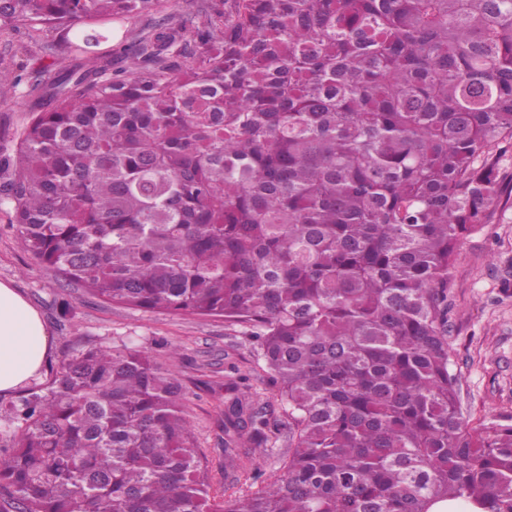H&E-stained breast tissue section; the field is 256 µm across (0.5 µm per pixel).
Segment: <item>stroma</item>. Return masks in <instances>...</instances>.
Instances as JSON below:
<instances>
[{
  "label": "stroma",
  "mask_w": 512,
  "mask_h": 512,
  "mask_svg": "<svg viewBox=\"0 0 512 512\" xmlns=\"http://www.w3.org/2000/svg\"><path fill=\"white\" fill-rule=\"evenodd\" d=\"M50 32H0V68L24 63L55 68L64 51L45 49ZM29 121L21 90L0 89V145L13 147ZM12 208L0 205V282L16 288L36 308L50 337L47 365L37 380L47 384L63 353L87 342L127 343L148 350L160 366H174L186 400L184 412L211 468V492L235 496L260 490L276 474L273 457L243 448L238 469L224 467V383L236 364L258 378L260 401L269 391L255 352L240 325L221 318L144 312L101 301L67 285L39 265L24 248L12 222ZM448 345L470 425L512 419V200L489 224L460 245L450 274Z\"/></svg>",
  "instance_id": "obj_1"
}]
</instances>
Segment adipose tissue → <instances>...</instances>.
<instances>
[{
    "mask_svg": "<svg viewBox=\"0 0 512 512\" xmlns=\"http://www.w3.org/2000/svg\"><path fill=\"white\" fill-rule=\"evenodd\" d=\"M48 350L49 335L38 310L0 282V395L38 378Z\"/></svg>",
    "mask_w": 512,
    "mask_h": 512,
    "instance_id": "ef3b65f1",
    "label": "adipose tissue"
}]
</instances>
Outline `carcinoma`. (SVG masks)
Segmentation results:
<instances>
[{"mask_svg":"<svg viewBox=\"0 0 512 512\" xmlns=\"http://www.w3.org/2000/svg\"><path fill=\"white\" fill-rule=\"evenodd\" d=\"M158 6L0 0L69 59L0 71L31 100L0 203L68 284L249 326L283 414L229 379L224 465L288 453L211 496L177 376L87 344L0 405V512H512V424L469 426L448 346V270L503 198L512 0H207L98 51ZM158 15H142L131 19L126 18H113L112 19V42L102 47H109L112 49H119L122 46V41L125 36L127 40H131L135 34L143 31L147 32L152 28L153 18Z\"/></svg>","mask_w":512,"mask_h":512,"instance_id":"cac0c4a2","label":"carcinoma"}]
</instances>
